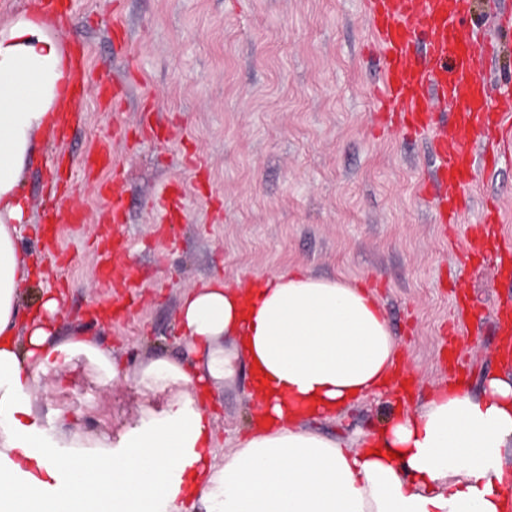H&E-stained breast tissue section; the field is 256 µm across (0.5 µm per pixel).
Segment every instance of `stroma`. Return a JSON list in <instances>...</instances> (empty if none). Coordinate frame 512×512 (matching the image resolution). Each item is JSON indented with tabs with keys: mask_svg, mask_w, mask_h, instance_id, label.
<instances>
[{
	"mask_svg": "<svg viewBox=\"0 0 512 512\" xmlns=\"http://www.w3.org/2000/svg\"><path fill=\"white\" fill-rule=\"evenodd\" d=\"M73 11L59 40H82L93 78L122 80L129 95L117 113L87 95L66 141L37 144L23 174L28 219L41 222L46 154L80 162L124 125L112 154L123 170L125 210L111 232L127 244L139 301L131 303L128 285L106 294L98 288L99 242L109 231L89 191L77 196L84 223L59 225L53 238L25 237L48 262L44 287L61 296V335L99 338L127 362L124 378L109 386L81 360L41 374L33 392L42 428L53 430L61 410L76 429L119 433L144 400L140 362L183 352L177 317L184 293L214 277L232 283L297 268L362 284L376 296L416 400L453 372L448 330L457 327L467 391L480 395L482 379L502 367L492 306L512 298V275L489 267L461 279L457 246L489 202L502 214L496 232L512 236V166L480 173L472 209L458 223H439L419 193L433 167L429 138L395 135L375 121L378 71L360 0H74ZM116 15L129 30L124 47L110 38ZM163 192L181 202L168 218L153 207ZM459 282L473 306L460 325ZM103 297L108 319L93 315ZM247 385L242 367L215 388L220 452L235 447L246 425ZM387 411L369 402L345 419L308 427L347 434Z\"/></svg>",
	"mask_w": 512,
	"mask_h": 512,
	"instance_id": "obj_1",
	"label": "stroma"
}]
</instances>
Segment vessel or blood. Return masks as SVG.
<instances>
[{
  "label": "vessel or blood",
  "mask_w": 512,
  "mask_h": 512,
  "mask_svg": "<svg viewBox=\"0 0 512 512\" xmlns=\"http://www.w3.org/2000/svg\"><path fill=\"white\" fill-rule=\"evenodd\" d=\"M362 5L380 71L373 94L392 113L396 130L429 136L433 172L420 192L431 196L440 223H458L479 168L512 158V79L495 84L487 76L502 40L512 38V11L503 9L501 0H362ZM41 11L57 27L69 21L66 0H41ZM91 87L99 103L121 109L123 84L92 81L85 46L71 45L64 94L70 111H79ZM114 164L104 149L87 153L81 171L85 185L116 216L123 207L120 193H108L95 176ZM68 199L51 189L41 201L44 216L83 222L81 209ZM506 255H512L511 243L490 250L477 236L460 245L458 261L474 273ZM122 257L119 245L100 253L98 281L104 287H111L113 272L122 271Z\"/></svg>",
  "instance_id": "1"
}]
</instances>
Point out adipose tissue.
I'll list each match as a JSON object with an SVG mask.
<instances>
[{
    "label": "adipose tissue",
    "instance_id": "1",
    "mask_svg": "<svg viewBox=\"0 0 512 512\" xmlns=\"http://www.w3.org/2000/svg\"><path fill=\"white\" fill-rule=\"evenodd\" d=\"M64 48L39 12L0 28V512H512V377L427 394L380 425L334 439L306 428L385 398L401 360L383 308L361 285L273 272L185 293V352L144 360L146 404L119 436L48 433L32 386L84 357L110 385L124 359L55 330L60 299L29 295L39 260L23 244V173L58 121ZM252 412L217 457L206 402L238 367Z\"/></svg>",
    "mask_w": 512,
    "mask_h": 512
}]
</instances>
